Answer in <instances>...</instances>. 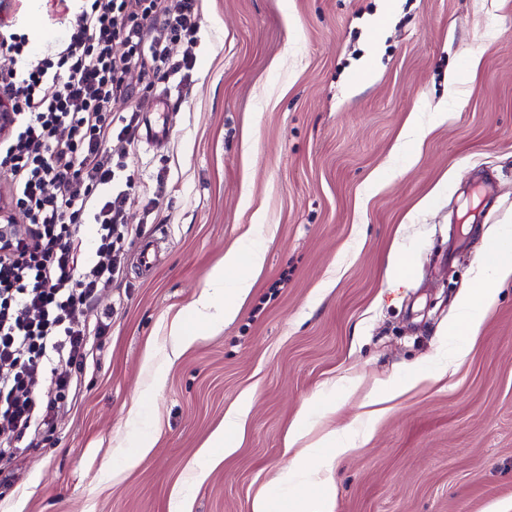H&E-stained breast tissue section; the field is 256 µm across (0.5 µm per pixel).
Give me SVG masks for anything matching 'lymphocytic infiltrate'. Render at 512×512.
I'll use <instances>...</instances> for the list:
<instances>
[{"mask_svg":"<svg viewBox=\"0 0 512 512\" xmlns=\"http://www.w3.org/2000/svg\"><path fill=\"white\" fill-rule=\"evenodd\" d=\"M200 0H83L61 22L60 48L29 63L25 34L0 27V98L14 106L0 177L28 226H0V459L37 447L78 389L107 326L83 315L122 273L129 194L113 190L109 145L130 132L114 102L142 101L128 82L195 65L171 45L194 39Z\"/></svg>","mask_w":512,"mask_h":512,"instance_id":"lymphocytic-infiltrate-1","label":"lymphocytic infiltrate"}]
</instances>
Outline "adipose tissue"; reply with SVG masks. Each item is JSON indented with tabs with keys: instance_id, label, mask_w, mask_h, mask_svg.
<instances>
[{
	"instance_id": "adipose-tissue-1",
	"label": "adipose tissue",
	"mask_w": 512,
	"mask_h": 512,
	"mask_svg": "<svg viewBox=\"0 0 512 512\" xmlns=\"http://www.w3.org/2000/svg\"><path fill=\"white\" fill-rule=\"evenodd\" d=\"M484 253L485 262L478 271V279L484 287L460 306L462 324L473 334L477 333L486 310L494 302L492 283L512 278V246L491 240L486 243ZM263 262L264 255L259 250L251 251L245 259L236 251H228L223 265L213 270L208 288L194 301L192 308L195 314L213 324L233 320L252 287L251 279L239 272L241 264L258 269Z\"/></svg>"
}]
</instances>
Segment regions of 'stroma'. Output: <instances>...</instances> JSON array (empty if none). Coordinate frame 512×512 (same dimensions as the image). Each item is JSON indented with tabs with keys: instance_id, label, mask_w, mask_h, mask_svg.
Wrapping results in <instances>:
<instances>
[{
	"instance_id": "obj_1",
	"label": "stroma",
	"mask_w": 512,
	"mask_h": 512,
	"mask_svg": "<svg viewBox=\"0 0 512 512\" xmlns=\"http://www.w3.org/2000/svg\"><path fill=\"white\" fill-rule=\"evenodd\" d=\"M383 3L202 0L190 80L147 92L164 146L140 120L111 144L115 188L134 187L123 277L87 315L110 327L54 430L0 462V512H252L259 492L327 487L328 512H512V279L476 335L453 326L485 237L512 244V0H397L376 31ZM11 5L54 53L70 0ZM257 246L237 317L205 328L190 307L211 271ZM179 315L196 340L172 360ZM405 382L372 415L375 389ZM246 395L237 449L208 459ZM333 430L368 438L285 479Z\"/></svg>"
}]
</instances>
